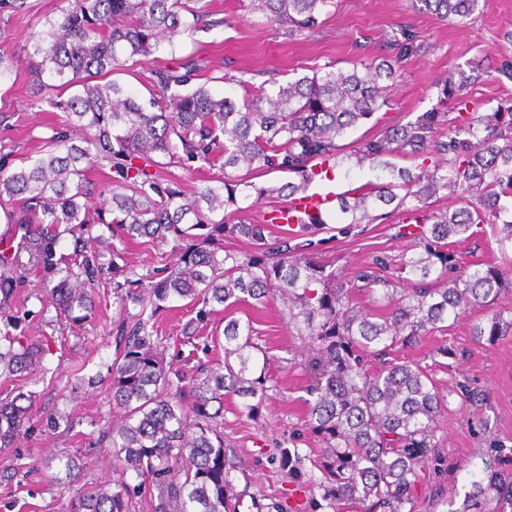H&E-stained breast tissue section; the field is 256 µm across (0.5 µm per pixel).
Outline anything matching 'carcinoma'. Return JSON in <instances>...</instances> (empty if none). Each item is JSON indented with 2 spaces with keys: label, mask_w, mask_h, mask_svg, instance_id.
Returning a JSON list of instances; mask_svg holds the SVG:
<instances>
[{
  "label": "carcinoma",
  "mask_w": 512,
  "mask_h": 512,
  "mask_svg": "<svg viewBox=\"0 0 512 512\" xmlns=\"http://www.w3.org/2000/svg\"><path fill=\"white\" fill-rule=\"evenodd\" d=\"M425 9L462 20L479 0H419ZM332 0H250L251 10L284 33L312 32ZM30 0H0V82L18 66L5 50L13 39L10 20L29 12ZM204 0H58L54 15L31 43L36 59L30 73L43 100L83 131L77 142L57 132L35 157L0 166V209L19 237L13 254H0V374L32 376L43 370L47 348L22 343L8 308L17 272L47 269L59 275L42 283V302L56 316L87 318L95 304L98 246L103 226L120 242L146 238L173 242V266L140 275L118 264L112 247V277L121 310L118 350L110 366L108 397L122 419L107 436L114 466L127 480L110 490L86 487L69 500V512H128L132 497L157 490L161 508L176 512H228L230 470L224 461V433L218 418L224 393L261 400L265 370H257L252 322L224 319V364L205 366L188 380L164 361L163 337L145 317L161 304L221 306L264 304L281 294L288 299V321L307 337L305 358L310 425L322 437L336 467L330 506L342 512H414L411 486L417 467L435 456L436 417L444 398L432 373L418 364L367 368V358L429 333L448 330L471 307L495 305L511 272L489 263L463 261L451 239L465 241L479 225H502L500 246L512 243V98L491 112H468L449 120L431 110L392 125L376 137L343 144L356 128L379 123L389 93L401 76L387 56L357 60L349 70H316L312 75L245 93L238 102L215 97L207 85L189 87L196 62L186 72L156 69L149 98L142 102L110 78L128 60L152 56L164 43L221 26ZM470 76L462 69L442 81L443 99L462 111ZM74 90L64 99L59 91ZM395 157L420 160L416 170L399 167ZM109 164L115 177L109 207L93 209L86 174ZM171 166L212 169L223 177L191 194L174 182L162 183L151 169ZM368 168L375 180L334 196L336 204L298 229L270 242L277 214L308 194L310 185L336 172L349 176ZM272 172L295 180L279 186L255 182ZM281 198L263 224L247 217L248 201ZM452 198L460 207H434ZM409 220L419 225L414 252L402 256L391 276L361 270L354 279L383 312L353 304L351 290L314 260L297 238L309 226L338 224L349 234L362 224ZM73 238L70 255L57 256L62 233ZM242 238L247 252L224 249L223 238ZM122 280H117V277ZM403 289H398L399 285ZM138 312L131 313L130 307ZM512 318L490 312L473 335L497 336ZM193 403L183 404L185 392ZM34 395L7 392L0 397V453L22 437ZM218 407H213V404ZM55 469L49 479L68 489L80 474V458L63 451L45 459ZM496 509H488L489 503ZM512 507V473L498 459L483 461L457 512H495Z\"/></svg>",
  "instance_id": "cac0c4a2"
}]
</instances>
